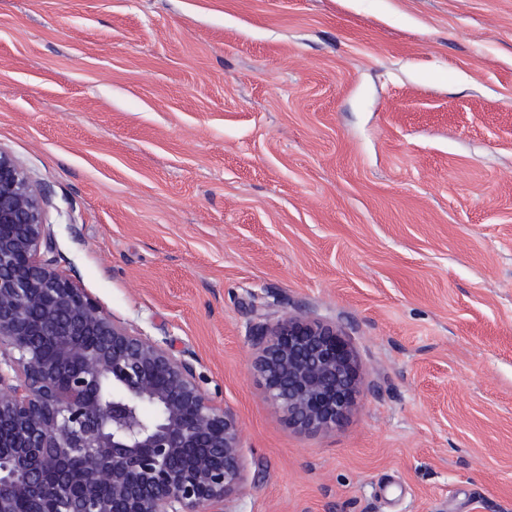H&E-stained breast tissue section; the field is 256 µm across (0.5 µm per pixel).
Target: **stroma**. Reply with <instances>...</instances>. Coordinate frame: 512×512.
<instances>
[{
  "label": "stroma",
  "instance_id": "obj_1",
  "mask_svg": "<svg viewBox=\"0 0 512 512\" xmlns=\"http://www.w3.org/2000/svg\"><path fill=\"white\" fill-rule=\"evenodd\" d=\"M56 264L238 419L224 512H512V0H0ZM358 371L301 431L254 326ZM263 347L254 359L266 397L304 431L335 427L358 393L351 350L336 324L285 316L256 326Z\"/></svg>",
  "mask_w": 512,
  "mask_h": 512
}]
</instances>
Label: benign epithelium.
<instances>
[{
  "mask_svg": "<svg viewBox=\"0 0 512 512\" xmlns=\"http://www.w3.org/2000/svg\"><path fill=\"white\" fill-rule=\"evenodd\" d=\"M40 191L0 149V512H207L245 480L242 429L170 351L115 322L51 257ZM266 397L330 429L358 375L333 323L256 326Z\"/></svg>",
  "mask_w": 512,
  "mask_h": 512,
  "instance_id": "benign-epithelium-1",
  "label": "benign epithelium"
}]
</instances>
